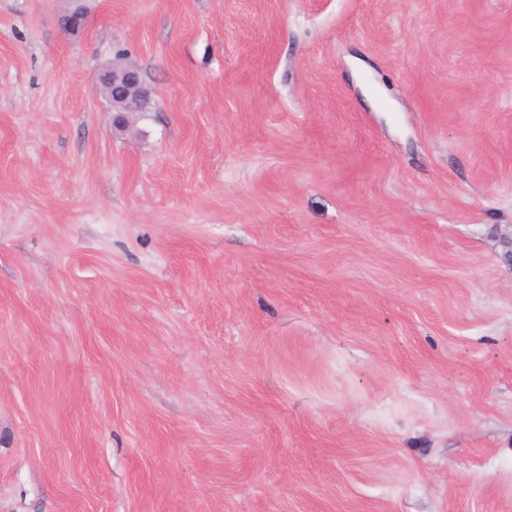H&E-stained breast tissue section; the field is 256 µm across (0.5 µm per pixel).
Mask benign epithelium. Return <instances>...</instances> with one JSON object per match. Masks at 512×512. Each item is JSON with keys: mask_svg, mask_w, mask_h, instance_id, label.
<instances>
[{"mask_svg": "<svg viewBox=\"0 0 512 512\" xmlns=\"http://www.w3.org/2000/svg\"><path fill=\"white\" fill-rule=\"evenodd\" d=\"M86 0H72L74 8L67 16L68 25L74 30L80 29L87 21ZM108 89L109 111L112 112V125L124 127L127 114L136 112L142 103L150 100V90L146 86L140 71L132 66L116 67L105 65L99 72L95 90Z\"/></svg>", "mask_w": 512, "mask_h": 512, "instance_id": "1", "label": "benign epithelium"}]
</instances>
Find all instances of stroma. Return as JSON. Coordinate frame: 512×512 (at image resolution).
Here are the masks:
<instances>
[{"label": "stroma", "mask_w": 512, "mask_h": 512, "mask_svg": "<svg viewBox=\"0 0 512 512\" xmlns=\"http://www.w3.org/2000/svg\"><path fill=\"white\" fill-rule=\"evenodd\" d=\"M87 7L0 0V512H512V0ZM107 88L109 112H112V125L124 127L127 114L138 112L142 102L149 103L150 90L146 86L140 71L132 66L116 67L109 63L99 72L96 92Z\"/></svg>", "instance_id": "obj_1"}]
</instances>
